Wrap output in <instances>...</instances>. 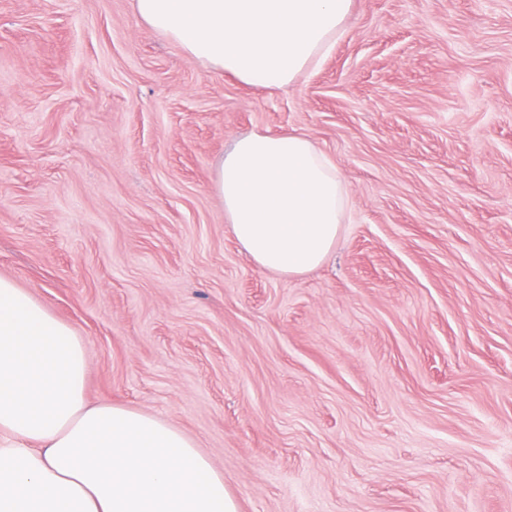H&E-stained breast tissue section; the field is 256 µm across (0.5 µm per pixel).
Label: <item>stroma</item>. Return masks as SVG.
I'll use <instances>...</instances> for the list:
<instances>
[{
  "label": "stroma",
  "instance_id": "stroma-1",
  "mask_svg": "<svg viewBox=\"0 0 512 512\" xmlns=\"http://www.w3.org/2000/svg\"><path fill=\"white\" fill-rule=\"evenodd\" d=\"M278 90L134 0H0V276L81 337L89 404L165 420L236 512H512V0H352ZM307 135L351 222L292 279L216 163Z\"/></svg>",
  "mask_w": 512,
  "mask_h": 512
}]
</instances>
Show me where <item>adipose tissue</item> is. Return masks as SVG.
I'll return each mask as SVG.
<instances>
[{
	"mask_svg": "<svg viewBox=\"0 0 512 512\" xmlns=\"http://www.w3.org/2000/svg\"><path fill=\"white\" fill-rule=\"evenodd\" d=\"M351 0H135L201 64L278 89L344 34ZM224 222L262 269L292 278L331 256L349 213L342 173L302 134L254 131L216 164ZM75 332L0 277V512H236L224 476L172 424L89 405Z\"/></svg>",
	"mask_w": 512,
	"mask_h": 512,
	"instance_id": "1",
	"label": "adipose tissue"
}]
</instances>
